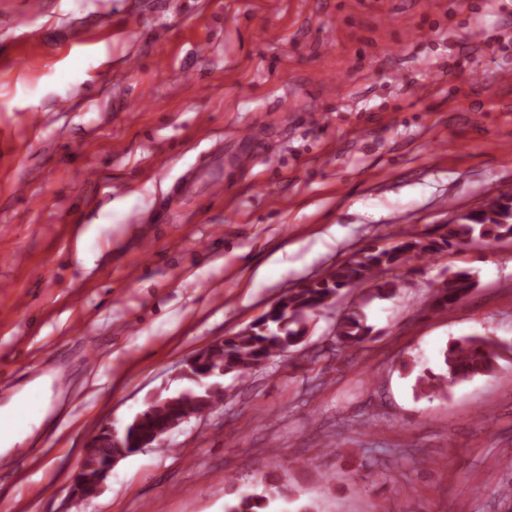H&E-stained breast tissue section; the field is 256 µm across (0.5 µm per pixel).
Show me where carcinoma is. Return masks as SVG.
<instances>
[{
  "label": "carcinoma",
  "mask_w": 512,
  "mask_h": 512,
  "mask_svg": "<svg viewBox=\"0 0 512 512\" xmlns=\"http://www.w3.org/2000/svg\"><path fill=\"white\" fill-rule=\"evenodd\" d=\"M512 239V191L502 192L481 207L470 210L458 221L446 225V232L436 239L424 242L409 238L394 247L371 246L362 249L349 259L333 265L316 279L290 288L249 327L224 337L220 347L210 351L204 364L191 370L193 374L207 371L208 365L224 368V374L238 380L248 377L269 358L281 355L304 342L311 315L327 308L339 297L342 290L363 284L373 285L375 295L390 297L397 293L394 280H381V274L393 270L407 260L431 256L454 245L474 239ZM475 286L470 273L455 272L436 281L430 287L424 309L445 311L472 291ZM372 294L363 295L351 303L336 321V340L345 347H356L371 340L372 327L367 325L364 306ZM499 358L498 345L482 336H467L448 342L443 354V370L435 373L423 370L416 378V387L424 395L445 392L457 383L479 376L489 375L496 369ZM187 384L172 392L180 398L175 405L160 407L149 404L140 412L137 431L122 440L120 448H105L103 454H133L138 451V435L152 437L166 433L170 420L186 413L213 411L224 403V394L206 395L200 403L201 392L194 379L186 378ZM273 496L270 490L261 494H245L236 504L227 506V512H266Z\"/></svg>",
  "instance_id": "carcinoma-1"
}]
</instances>
